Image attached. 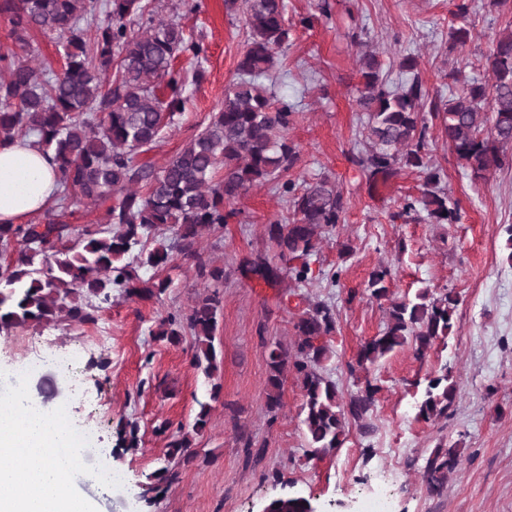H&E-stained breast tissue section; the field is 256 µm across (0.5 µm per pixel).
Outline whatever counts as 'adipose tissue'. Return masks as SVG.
<instances>
[{"label":"adipose tissue","mask_w":512,"mask_h":512,"mask_svg":"<svg viewBox=\"0 0 512 512\" xmlns=\"http://www.w3.org/2000/svg\"><path fill=\"white\" fill-rule=\"evenodd\" d=\"M58 172L32 140L0 142V223L19 224L53 201ZM68 420L20 388L0 401V512H93L70 477L108 488L107 475L85 470Z\"/></svg>","instance_id":"ef3b65f1"}]
</instances>
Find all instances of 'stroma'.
I'll use <instances>...</instances> for the list:
<instances>
[{"label":"stroma","instance_id":"stroma-1","mask_svg":"<svg viewBox=\"0 0 512 512\" xmlns=\"http://www.w3.org/2000/svg\"><path fill=\"white\" fill-rule=\"evenodd\" d=\"M328 2L325 17L318 0H285L291 38L266 81L298 104L289 136L300 147V160L290 178L332 173L348 200L343 223L310 259L312 280L301 288L284 277L268 284L244 266L259 254L272 265L280 263L265 228L286 220L288 205L268 183L235 202L236 214L223 231L199 240L204 257L223 265V286L214 287L197 275L193 263L178 259L164 270L139 272L145 281L170 279L161 299L116 294L98 311L96 323L61 322L0 335V367L24 371L31 397L65 410L75 429L95 432V445L83 450V466L96 468L105 452L113 470L124 475L122 487L105 491L90 481L75 484L94 512H264L269 502L288 495L311 499L320 512H362L365 498L381 484L392 512H512V264L503 232L512 224V167L474 179L445 142L435 140L430 160L443 167L462 214L460 223L448 225L391 221L405 196H419L417 171L407 169L386 181L349 161L358 149L362 116L353 32H366L390 85L406 80L398 61L412 53L420 58L432 95L445 100L455 88L453 69L482 76L476 61L512 28V15L497 12L490 0H472V39L460 50L448 41L451 0ZM196 3L195 10L184 8L180 15L187 31L204 38L205 77L190 86L184 114L139 155V162L156 168L222 107L245 41L243 17L228 10L226 0ZM345 242L352 253H342ZM382 263L395 271L393 298L420 288L457 294L454 331L424 358L406 346L372 367L381 387L373 410L363 423L348 424L341 448L309 458L303 393L294 377L283 385L279 410H266L269 346L293 341V313L303 298L334 302L338 322L328 338L325 367L350 391L349 364L386 321L385 306L365 290L371 271ZM336 270L341 278L335 283L330 275ZM215 289L223 315L214 341L218 370L209 379L191 363V335L172 343L155 330L159 318L186 310L197 295ZM71 350L80 356L77 380L46 360ZM444 367L451 368L458 387L453 407L438 421L416 420L415 381ZM215 382L221 386L216 396ZM204 406L208 424L191 437L196 460L178 466L177 480L160 492L146 493L148 475L168 463L171 437L158 433V425L191 428ZM130 422L138 426V448L112 456L118 430ZM248 439L261 449L260 457L247 456ZM442 442L457 444L461 455L443 487L432 492L424 466Z\"/></svg>","mask_w":512,"mask_h":512}]
</instances>
